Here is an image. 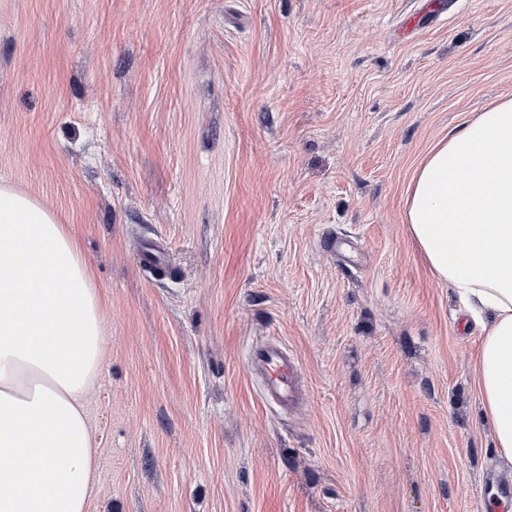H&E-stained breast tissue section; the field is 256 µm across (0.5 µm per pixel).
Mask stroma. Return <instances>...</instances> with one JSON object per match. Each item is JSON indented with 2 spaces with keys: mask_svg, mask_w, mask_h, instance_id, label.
I'll return each mask as SVG.
<instances>
[{
  "mask_svg": "<svg viewBox=\"0 0 512 512\" xmlns=\"http://www.w3.org/2000/svg\"><path fill=\"white\" fill-rule=\"evenodd\" d=\"M417 7L0 12V180L70 225L108 327L92 512H512L481 329L405 224L429 149L512 97V0L403 30ZM270 338L304 371L293 413L247 369Z\"/></svg>",
  "mask_w": 512,
  "mask_h": 512,
  "instance_id": "obj_1",
  "label": "stroma"
}]
</instances>
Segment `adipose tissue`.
<instances>
[{
	"instance_id": "adipose-tissue-1",
	"label": "adipose tissue",
	"mask_w": 512,
	"mask_h": 512,
	"mask_svg": "<svg viewBox=\"0 0 512 512\" xmlns=\"http://www.w3.org/2000/svg\"><path fill=\"white\" fill-rule=\"evenodd\" d=\"M405 222L433 275L483 322L481 412L512 464V98L475 113L417 168ZM78 240L0 184V512H88L98 481L87 395L106 356Z\"/></svg>"
}]
</instances>
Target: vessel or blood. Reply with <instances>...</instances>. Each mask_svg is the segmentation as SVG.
<instances>
[{"label":"vessel or blood","instance_id":"b4317fda","mask_svg":"<svg viewBox=\"0 0 512 512\" xmlns=\"http://www.w3.org/2000/svg\"><path fill=\"white\" fill-rule=\"evenodd\" d=\"M248 365L250 373L261 380L263 396L267 401L284 411L301 404V367L282 342L269 340L253 346Z\"/></svg>","mask_w":512,"mask_h":512}]
</instances>
